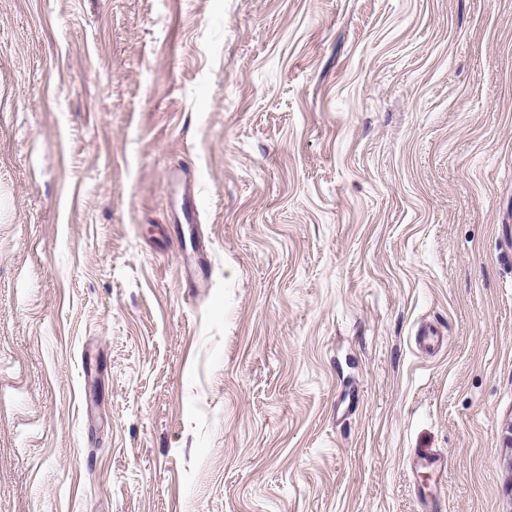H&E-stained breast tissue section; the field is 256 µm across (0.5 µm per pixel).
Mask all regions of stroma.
I'll return each mask as SVG.
<instances>
[{"label": "stroma", "instance_id": "obj_1", "mask_svg": "<svg viewBox=\"0 0 512 512\" xmlns=\"http://www.w3.org/2000/svg\"><path fill=\"white\" fill-rule=\"evenodd\" d=\"M417 448L512 512V0H0V512H422Z\"/></svg>", "mask_w": 512, "mask_h": 512}]
</instances>
